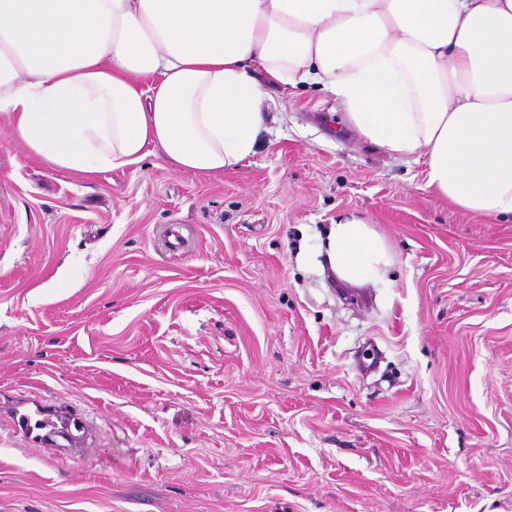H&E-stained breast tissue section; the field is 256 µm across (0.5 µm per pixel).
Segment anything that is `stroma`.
<instances>
[{"mask_svg":"<svg viewBox=\"0 0 512 512\" xmlns=\"http://www.w3.org/2000/svg\"><path fill=\"white\" fill-rule=\"evenodd\" d=\"M268 94L208 177L64 173L0 120V512H512V222ZM347 216L390 287L332 275Z\"/></svg>","mask_w":512,"mask_h":512,"instance_id":"35a3bbf8","label":"stroma"}]
</instances>
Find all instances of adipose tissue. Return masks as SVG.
Instances as JSON below:
<instances>
[{
	"label": "adipose tissue",
	"instance_id": "ef3b65f1",
	"mask_svg": "<svg viewBox=\"0 0 512 512\" xmlns=\"http://www.w3.org/2000/svg\"><path fill=\"white\" fill-rule=\"evenodd\" d=\"M315 82L426 183L512 219V0H0V118L79 175L148 155L206 176L255 152L267 92ZM265 79V80H266ZM331 271L384 282L368 221L330 225Z\"/></svg>",
	"mask_w": 512,
	"mask_h": 512
}]
</instances>
